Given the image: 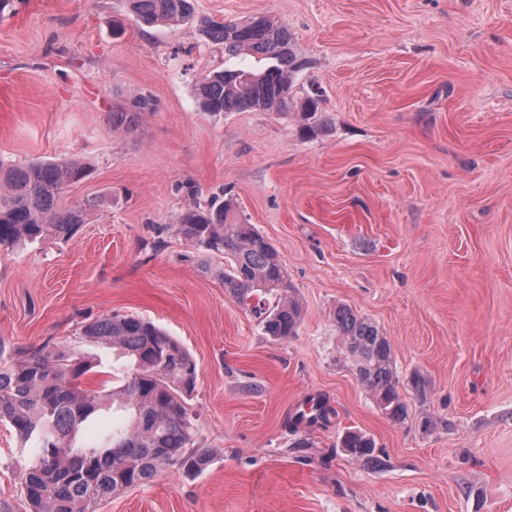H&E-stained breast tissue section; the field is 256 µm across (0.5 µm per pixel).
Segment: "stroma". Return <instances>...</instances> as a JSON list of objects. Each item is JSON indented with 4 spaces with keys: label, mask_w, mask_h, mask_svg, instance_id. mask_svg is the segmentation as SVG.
I'll use <instances>...</instances> for the list:
<instances>
[{
    "label": "stroma",
    "mask_w": 512,
    "mask_h": 512,
    "mask_svg": "<svg viewBox=\"0 0 512 512\" xmlns=\"http://www.w3.org/2000/svg\"><path fill=\"white\" fill-rule=\"evenodd\" d=\"M196 15H267L322 93L326 127L213 116L196 81L225 59L195 29L147 26L126 0H12L0 13V156L83 159L70 240L0 247V338L126 366L81 327L147 320L197 362L196 442L213 462L112 496L100 512H512V0H193ZM122 24L123 35L112 32ZM156 110L129 132L132 95ZM229 199L276 250L303 316L266 336L224 289V259L179 234L189 204ZM345 306L387 336L408 416L361 384L336 328ZM428 383L412 389L413 373ZM325 424L292 423L307 398ZM436 426L424 430L425 418ZM359 431L377 463L341 446ZM0 423V502L28 512ZM155 107L154 101L149 96L138 95L132 99L128 108L113 112L112 128L115 130H132L137 127L144 116L154 112Z\"/></svg>",
    "instance_id": "35a3bbf8"
}]
</instances>
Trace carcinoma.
Returning <instances> with one entry per match:
<instances>
[{
    "label": "carcinoma",
    "instance_id": "obj_1",
    "mask_svg": "<svg viewBox=\"0 0 512 512\" xmlns=\"http://www.w3.org/2000/svg\"><path fill=\"white\" fill-rule=\"evenodd\" d=\"M144 24H190L224 56L250 53L267 64L256 70H222L206 75L195 94L204 111H259L288 115L301 111L304 135L322 130L317 93L296 101L293 78L301 67L288 29L261 15L248 22H224L195 15L192 0H129ZM154 101L134 97L112 113V128L131 130ZM80 159L10 163L0 157V246L53 239L67 241L86 223L88 209L66 206L62 193L82 180ZM182 237L209 254L224 256V288L251 307L265 334L275 340L296 334L299 305L288 298V277L272 245L252 224L233 218V205L189 206L177 220ZM336 325L362 385L394 422L406 419L389 340L371 321L349 308L336 310ZM82 338L112 345L132 362L119 385L85 387L94 371L90 359H73L47 345L15 358L0 339V421L14 430L20 446L30 449L20 481L29 512H95L112 495L150 482L163 468L195 476L212 462L210 450L195 445L199 416L189 404L198 377L191 353L176 339L138 317L111 314L81 327ZM119 410L126 421L100 441L77 443L97 417ZM356 459L374 461L373 440L358 431L342 439Z\"/></svg>",
    "mask_w": 512,
    "mask_h": 512
}]
</instances>
